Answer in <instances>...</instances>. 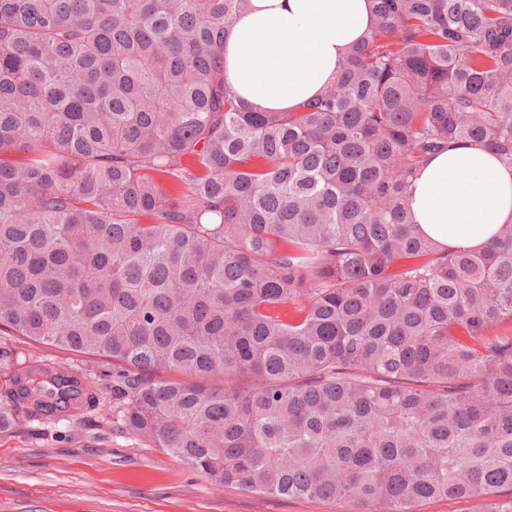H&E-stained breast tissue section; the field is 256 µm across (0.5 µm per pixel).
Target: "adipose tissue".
<instances>
[{"label":"adipose tissue","instance_id":"1","mask_svg":"<svg viewBox=\"0 0 512 512\" xmlns=\"http://www.w3.org/2000/svg\"><path fill=\"white\" fill-rule=\"evenodd\" d=\"M373 22L371 0H250L225 33L224 80L256 111H294L335 79ZM410 207L422 235L484 249L512 224V166L482 145H452L420 166Z\"/></svg>","mask_w":512,"mask_h":512}]
</instances>
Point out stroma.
<instances>
[{"mask_svg": "<svg viewBox=\"0 0 512 512\" xmlns=\"http://www.w3.org/2000/svg\"><path fill=\"white\" fill-rule=\"evenodd\" d=\"M111 400L70 421L0 433V512H348L208 481L129 431L106 423Z\"/></svg>", "mask_w": 512, "mask_h": 512, "instance_id": "1", "label": "stroma"}]
</instances>
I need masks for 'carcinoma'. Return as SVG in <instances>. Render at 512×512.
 <instances>
[{"instance_id":"1","label":"carcinoma","mask_w":512,"mask_h":512,"mask_svg":"<svg viewBox=\"0 0 512 512\" xmlns=\"http://www.w3.org/2000/svg\"><path fill=\"white\" fill-rule=\"evenodd\" d=\"M249 0H0V325L112 362L124 425L221 485L512 512V224L411 221L448 142L512 164V0H374L325 94L224 82ZM107 385L0 342V416ZM473 506L472 502L466 500L436 499L417 504L414 512H469Z\"/></svg>"}]
</instances>
